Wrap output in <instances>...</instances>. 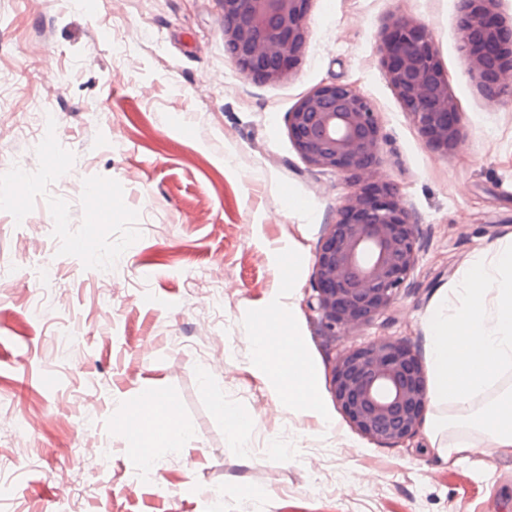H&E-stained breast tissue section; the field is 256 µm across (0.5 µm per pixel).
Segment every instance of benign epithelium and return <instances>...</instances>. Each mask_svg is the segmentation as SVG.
<instances>
[{"label": "benign epithelium", "mask_w": 512, "mask_h": 512, "mask_svg": "<svg viewBox=\"0 0 512 512\" xmlns=\"http://www.w3.org/2000/svg\"><path fill=\"white\" fill-rule=\"evenodd\" d=\"M224 45L235 67L263 83L292 74L308 39L310 0H219ZM461 50L480 94L511 97L498 73L512 69V21L501 0H463ZM378 52L386 78L426 144L442 157L464 138L448 77L430 34L420 23L391 17ZM294 148L310 166L357 179L358 187L329 225L314 262L313 309L327 335L363 327L398 300L417 262V225L394 186L369 176L382 128L370 101L345 84H325L288 112ZM337 405L361 435L395 447L418 430L429 404L426 379L404 342L371 341L340 356L332 372Z\"/></svg>", "instance_id": "7a95c632"}]
</instances>
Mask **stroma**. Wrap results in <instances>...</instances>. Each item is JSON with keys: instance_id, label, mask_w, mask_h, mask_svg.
I'll list each match as a JSON object with an SVG mask.
<instances>
[{"instance_id": "obj_1", "label": "stroma", "mask_w": 512, "mask_h": 512, "mask_svg": "<svg viewBox=\"0 0 512 512\" xmlns=\"http://www.w3.org/2000/svg\"><path fill=\"white\" fill-rule=\"evenodd\" d=\"M461 0H311L284 83L240 73L218 0H0V512H512V454L448 464L421 423L395 448L351 427L331 386L340 352L403 341L426 359L429 318L477 252L512 240V103L476 90ZM422 23L463 116L448 157L422 139L385 77L379 32ZM330 82L373 104L377 178L418 229L394 306L327 335L310 306L316 251L355 179L311 168L288 134L297 101ZM121 140H114L113 129ZM105 186L101 206L91 190ZM41 225L33 233L32 225ZM289 287L288 328L331 424L280 402L254 319ZM150 387L191 432L134 445L119 422ZM256 420L233 433L216 394ZM428 406L444 441L503 394ZM158 466L130 485L146 455Z\"/></svg>"}]
</instances>
